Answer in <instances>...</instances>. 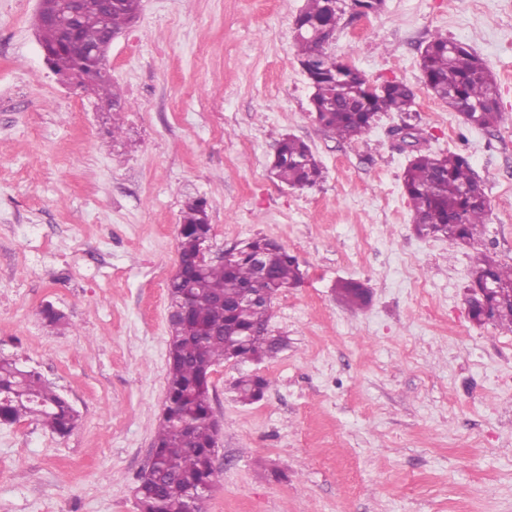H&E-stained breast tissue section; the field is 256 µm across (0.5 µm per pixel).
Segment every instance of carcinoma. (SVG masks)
Here are the masks:
<instances>
[{
  "label": "carcinoma",
  "mask_w": 512,
  "mask_h": 512,
  "mask_svg": "<svg viewBox=\"0 0 512 512\" xmlns=\"http://www.w3.org/2000/svg\"><path fill=\"white\" fill-rule=\"evenodd\" d=\"M335 3L306 0L295 20V49L299 63L313 70L311 104L317 111V124L341 140L358 141L379 115L411 111L415 95L403 82L381 87L370 83L358 69L328 51ZM138 10L139 0H116L107 15L89 3L77 23L78 37L94 44L106 31L120 34L137 18ZM41 38L52 54V68L59 74H73L79 53L58 39L53 29L43 30ZM419 67L427 89L464 123L488 128L503 121L496 78L469 45L436 35L421 49ZM93 86L112 106H121L120 91L107 75L98 76ZM272 169L291 187H312L323 178L311 147L296 136L278 141ZM402 181L413 224L422 233L470 240L485 223L488 201L465 155L420 151L405 168ZM210 232L206 202L187 200L178 231L179 273L167 285L168 307L178 306L185 313L168 320L165 409L154 436L156 454L150 475L140 474L136 485L139 512H187L193 493L215 483L211 373L234 353H247L261 361L280 349L278 341L254 335L256 329L268 326L272 303L240 306L242 287L255 281L259 264L267 272L268 292L292 287L300 280L296 257L264 237L248 241V247L226 264L198 267L195 258L200 242ZM486 277L501 288L490 321L512 327V265L483 254L476 258L472 283ZM337 293L351 307L361 308L369 301L367 287L353 279L340 282ZM267 386L262 377L246 376L236 382L239 397L249 403L261 400ZM25 417L59 436L69 434L76 422L68 400L38 372L0 358V424H14Z\"/></svg>",
  "instance_id": "obj_1"
}]
</instances>
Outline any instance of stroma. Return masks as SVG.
Segmentation results:
<instances>
[{
    "instance_id": "stroma-1",
    "label": "stroma",
    "mask_w": 512,
    "mask_h": 512,
    "mask_svg": "<svg viewBox=\"0 0 512 512\" xmlns=\"http://www.w3.org/2000/svg\"><path fill=\"white\" fill-rule=\"evenodd\" d=\"M305 0H141L107 67L121 111L44 62L38 0H0V357L36 370L77 414L65 437L0 424V512H138L165 402L168 304L186 198L204 199L221 252L267 237L302 280L272 303L286 346L211 375L221 425L204 512H512V330L478 324L474 256L512 265V0H385L343 14L328 49L373 83L415 94L342 141L311 114L293 48ZM496 77L501 124L475 128L422 82L434 35ZM468 157L490 203L473 240L418 234L403 189L411 154ZM120 136H113V127ZM324 168L294 189L271 175L279 136ZM371 291L351 309L334 292ZM65 313L57 330L39 315ZM269 382L241 403L243 374ZM337 293L340 298L351 307H364L368 304L369 293L367 287L360 281L353 279L338 284Z\"/></svg>"
}]
</instances>
